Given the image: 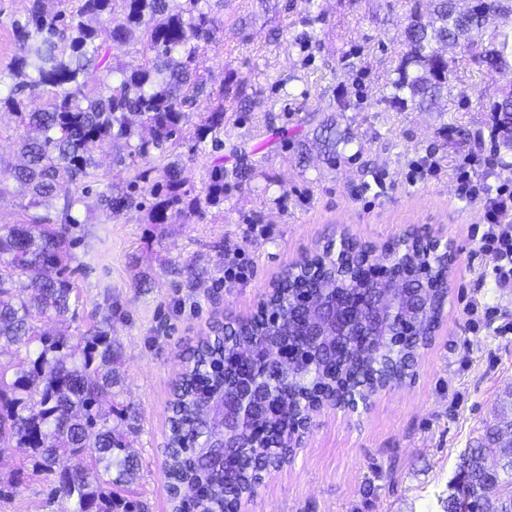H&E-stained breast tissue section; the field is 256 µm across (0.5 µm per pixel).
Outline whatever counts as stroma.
Here are the masks:
<instances>
[{"instance_id":"1","label":"stroma","mask_w":512,"mask_h":512,"mask_svg":"<svg viewBox=\"0 0 512 512\" xmlns=\"http://www.w3.org/2000/svg\"><path fill=\"white\" fill-rule=\"evenodd\" d=\"M318 3V40L305 50L294 41L300 0H228L216 13L213 86L230 81L258 96L250 111L224 115V167L254 160L248 184L225 187L220 206L169 224L146 223L142 210L106 218L90 194L82 223L69 227L78 317L67 331L79 336L112 318L121 382L102 406L140 456L124 494L144 512H172L164 450L186 349L226 317H249L290 264L344 227L377 245L432 229L452 241L443 319L414 382L379 392L354 414L314 412L301 448L265 474L242 512H443L465 450L512 403V285L498 284L480 247L484 200L512 182V154L492 164L488 152L462 146L464 130H490L482 106L512 85V70L458 69L439 111L397 110L382 95L398 62L391 40L404 0ZM355 51L360 67L350 71L344 58ZM313 112L335 114L353 137L335 165L298 159ZM466 172L481 185L479 200L459 195ZM230 259L241 272L228 281ZM475 308L488 313L476 324ZM14 474L19 484L0 498V512H68L46 475L1 449L0 476Z\"/></svg>"}]
</instances>
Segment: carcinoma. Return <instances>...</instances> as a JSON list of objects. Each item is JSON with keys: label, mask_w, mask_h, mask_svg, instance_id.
I'll use <instances>...</instances> for the list:
<instances>
[{"label": "carcinoma", "mask_w": 512, "mask_h": 512, "mask_svg": "<svg viewBox=\"0 0 512 512\" xmlns=\"http://www.w3.org/2000/svg\"><path fill=\"white\" fill-rule=\"evenodd\" d=\"M473 2L472 10L463 11L457 0H428L426 7L423 0H406L401 40L393 43L398 64L385 85L390 106L433 110L455 64L442 52L448 45L463 47L486 74L512 69V0ZM318 9L317 0H303L310 30L296 34L297 43L317 40ZM13 26L19 52L0 71V110L13 113L24 134L21 160L0 168V183L10 181L29 197L33 213L25 224L0 226V349L7 346L14 355L0 364V445L14 446L33 472L51 477L53 494L72 502L71 512H138V503L112 493L140 471L138 454L101 409L119 378L112 315L77 339L62 329H43L78 314L67 274L68 226L80 223L74 208L91 185L101 184L96 157L106 149L115 162L133 169L127 188L106 185L98 192L97 207L110 216L144 208L141 195L153 199L144 208L149 224H168L223 203L224 180L246 182L254 167L247 163L226 171L219 156L200 194L182 178L181 159L171 149L185 139L197 149L208 142L215 151L223 149L224 113L249 111L254 94L242 85L210 84L207 53L217 44L211 0H30L25 21ZM132 54L140 56L139 63L125 61ZM92 71L103 74L95 87L87 81ZM33 96L45 98L37 110L29 109ZM201 100L207 102L205 113L190 126L189 113ZM482 110L495 121L494 160L501 150L512 151V91H499ZM309 122L311 137L299 143L300 159L315 152L336 162L339 147L352 142L349 133L337 128L332 115H314ZM153 150L166 163L137 168L136 159ZM64 182L75 193L60 202L57 189ZM438 249L445 247L409 240L376 285H386L394 274L417 278L423 266L444 261ZM318 252L311 264L283 274L272 301L279 322L263 311L247 320L230 318L201 337L185 358L170 403L172 447L166 453L173 512H224L227 500L252 491L281 458L270 432L289 427L300 407L351 382L409 367L443 312L444 290L432 288L428 309L413 322L411 335L401 336L392 326L374 345L357 342L329 354L288 327L296 315L293 302L314 294L340 297L347 294L346 279L355 276L369 288L373 278L362 267L363 248H353L347 239L328 240ZM33 269L52 274L17 293L16 278ZM274 341L288 370L304 380L284 393L285 370L272 363L258 371L250 358L257 347ZM249 385L261 408L246 429L259 446H248L249 437L234 440L236 447L226 452L235 476L226 480L207 454L223 445L224 434V421L211 415L208 405L216 394ZM485 439L464 453L463 482L448 496V512H512V494L488 496L498 484L512 489V444H499L495 427Z\"/></svg>", "instance_id": "cac0c4a2"}]
</instances>
